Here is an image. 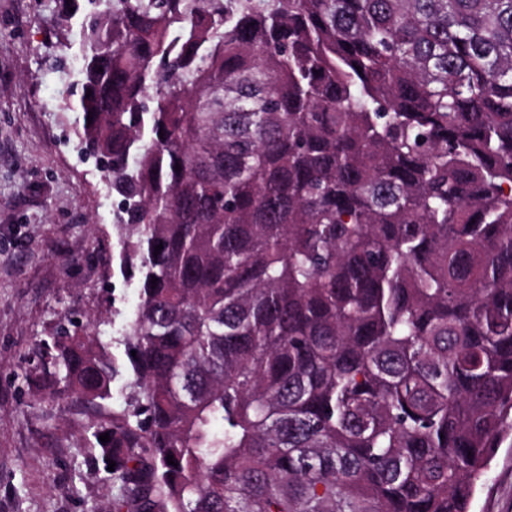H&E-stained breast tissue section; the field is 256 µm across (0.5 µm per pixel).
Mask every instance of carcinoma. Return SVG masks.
<instances>
[{"label":"carcinoma","mask_w":512,"mask_h":512,"mask_svg":"<svg viewBox=\"0 0 512 512\" xmlns=\"http://www.w3.org/2000/svg\"><path fill=\"white\" fill-rule=\"evenodd\" d=\"M85 2L66 107L139 302L128 365L99 314L31 380L108 512H469L512 438V0Z\"/></svg>","instance_id":"cac0c4a2"}]
</instances>
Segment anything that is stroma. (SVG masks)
<instances>
[{
    "instance_id": "stroma-1",
    "label": "stroma",
    "mask_w": 512,
    "mask_h": 512,
    "mask_svg": "<svg viewBox=\"0 0 512 512\" xmlns=\"http://www.w3.org/2000/svg\"><path fill=\"white\" fill-rule=\"evenodd\" d=\"M58 0H0V512H103L119 493L87 448L86 418L34 401L36 345L60 316L110 311L102 341L124 359L138 302L117 247V200L77 149L84 116L64 108L82 79L80 15L56 44ZM470 512H512V445L502 444Z\"/></svg>"
}]
</instances>
